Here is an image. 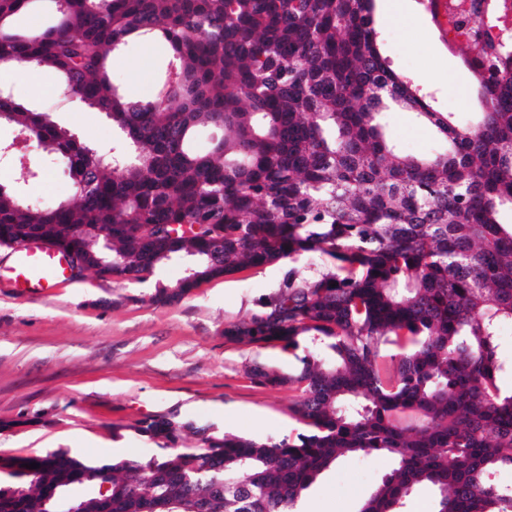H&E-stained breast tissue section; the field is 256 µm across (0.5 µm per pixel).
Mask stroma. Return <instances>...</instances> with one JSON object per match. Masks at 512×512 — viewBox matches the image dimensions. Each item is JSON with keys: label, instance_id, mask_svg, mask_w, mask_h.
Masks as SVG:
<instances>
[{"label": "stroma", "instance_id": "1", "mask_svg": "<svg viewBox=\"0 0 512 512\" xmlns=\"http://www.w3.org/2000/svg\"><path fill=\"white\" fill-rule=\"evenodd\" d=\"M390 21L376 20L382 53L397 73L429 95L433 108L454 111L459 101V54L449 48L436 19L420 4ZM160 51L149 44L115 54L111 75L123 94L154 93ZM15 83V98L52 113L77 139L109 152L113 129L104 114L55 92L58 76ZM387 130L405 149L423 153L434 144L430 127L406 113L386 117ZM42 173L27 181L12 159L0 160V184L31 202L49 205L71 196L63 166L33 148ZM287 264L247 268L201 282L181 301L156 306L149 296L180 277L178 266L156 269L143 281L86 272L70 284L30 296L0 291V457L69 448L92 458L146 456L153 445L134 424L177 413L219 431L262 438L299 431L291 409L296 391L255 384L248 375L262 362L288 372L298 359L277 348L227 341L224 329L249 318L277 292ZM392 466L384 455L347 457L324 472L298 504L299 512H358Z\"/></svg>", "mask_w": 512, "mask_h": 512}]
</instances>
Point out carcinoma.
I'll return each mask as SVG.
<instances>
[{"label": "carcinoma", "mask_w": 512, "mask_h": 512, "mask_svg": "<svg viewBox=\"0 0 512 512\" xmlns=\"http://www.w3.org/2000/svg\"><path fill=\"white\" fill-rule=\"evenodd\" d=\"M45 1L49 26L16 25ZM374 8L0 0V66L55 71L63 97L116 131L112 154L92 158L52 114L0 93V125L20 147L58 154L75 190L39 205L1 184L0 249L39 237L91 253L89 270L117 280L179 264L175 284L151 296L162 306L287 261L280 291L224 338L304 351L292 372L249 371L298 393L302 430L256 439L149 416L133 426L155 445L149 457H1L0 512H295L337 460L372 454L394 465L359 512H405L418 485L433 490L431 512H512V486L491 479L512 469V391L498 382L512 325V50L474 32L462 62L483 112L461 122L389 66ZM135 43L166 53L148 101L125 98L110 75L112 55ZM392 109L433 126L441 148L394 144ZM204 126L224 136L201 149ZM97 227L108 245L92 241ZM310 258L321 269L304 275L295 264Z\"/></svg>", "instance_id": "carcinoma-1"}]
</instances>
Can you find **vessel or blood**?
Returning <instances> with one entry per match:
<instances>
[{
  "label": "vessel or blood",
  "mask_w": 512,
  "mask_h": 512,
  "mask_svg": "<svg viewBox=\"0 0 512 512\" xmlns=\"http://www.w3.org/2000/svg\"><path fill=\"white\" fill-rule=\"evenodd\" d=\"M8 271L15 283L24 285L29 294L36 295L71 279L70 265L64 250L40 244L25 243L14 251Z\"/></svg>",
  "instance_id": "vessel-or-blood-1"
}]
</instances>
